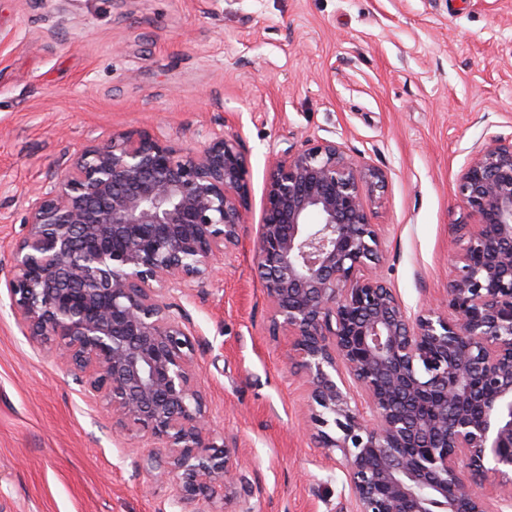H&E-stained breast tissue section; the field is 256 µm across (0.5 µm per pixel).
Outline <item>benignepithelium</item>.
<instances>
[{
	"label": "benign epithelium",
	"mask_w": 512,
	"mask_h": 512,
	"mask_svg": "<svg viewBox=\"0 0 512 512\" xmlns=\"http://www.w3.org/2000/svg\"><path fill=\"white\" fill-rule=\"evenodd\" d=\"M241 145L213 133L185 151L147 131L112 135L33 195L0 280L24 335L53 347L106 401L112 428L157 442L139 470L170 481L178 512H256L257 484L217 437L176 288L208 294L237 246L247 198ZM378 169L328 139L278 151L255 249L270 331L351 512H490L512 492V138L473 151L459 176L471 224L454 225L444 300L416 317L387 286L366 199Z\"/></svg>",
	"instance_id": "1"
}]
</instances>
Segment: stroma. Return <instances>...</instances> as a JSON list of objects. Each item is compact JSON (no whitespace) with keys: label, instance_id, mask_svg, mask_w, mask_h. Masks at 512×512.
<instances>
[{"label":"stroma","instance_id":"1","mask_svg":"<svg viewBox=\"0 0 512 512\" xmlns=\"http://www.w3.org/2000/svg\"><path fill=\"white\" fill-rule=\"evenodd\" d=\"M126 130L240 141L245 231L206 298L173 301L212 424L257 473L258 512H328L341 473L310 438L255 265L270 166L308 137L384 170L368 202L380 273L409 312L444 297L451 229L469 220L459 173L512 136V0H0V278L35 189ZM154 445L114 433L0 297V512H170L171 485L135 468Z\"/></svg>","mask_w":512,"mask_h":512}]
</instances>
